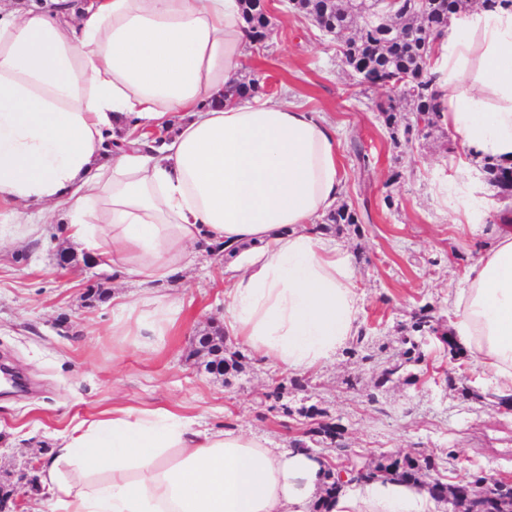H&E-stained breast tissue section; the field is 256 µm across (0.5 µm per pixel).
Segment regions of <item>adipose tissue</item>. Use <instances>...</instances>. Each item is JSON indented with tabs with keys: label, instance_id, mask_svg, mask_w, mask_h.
Instances as JSON below:
<instances>
[{
	"label": "adipose tissue",
	"instance_id": "obj_1",
	"mask_svg": "<svg viewBox=\"0 0 512 512\" xmlns=\"http://www.w3.org/2000/svg\"><path fill=\"white\" fill-rule=\"evenodd\" d=\"M250 39L238 0H26L0 9V203L31 224L62 209L70 237L141 284L219 247L224 332L303 373L357 331L351 254L317 228L341 197L336 127L288 101L224 90ZM431 71L459 156L447 206L494 243L451 304L454 336L512 394V209L476 197L484 161L512 166V0L456 15ZM127 124L120 143L108 142ZM176 125L161 140L141 125ZM183 311L170 297L112 302V333L155 348ZM320 465L257 434L165 410L114 408L60 434L38 473L42 512H312ZM422 487L352 483L331 512H435Z\"/></svg>",
	"mask_w": 512,
	"mask_h": 512
}]
</instances>
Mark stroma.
<instances>
[{"instance_id": "stroma-1", "label": "stroma", "mask_w": 512, "mask_h": 512, "mask_svg": "<svg viewBox=\"0 0 512 512\" xmlns=\"http://www.w3.org/2000/svg\"><path fill=\"white\" fill-rule=\"evenodd\" d=\"M273 9L265 48L248 53L237 77L260 80L269 100L302 105L336 127L341 202L370 214L333 235L354 258L362 345L309 371L302 389L291 374L250 356L227 378L207 373L191 351L208 319L224 315V260L198 244L190 270L153 286L156 295L180 296L184 312L161 344L144 353L136 337L113 335L110 300L121 293L136 301L141 286L100 263L59 266L58 251H80L60 217L33 233L17 225L0 237V356L24 374L28 389L16 393L10 383L0 384V482L45 463L67 426L115 405L168 409L212 428L255 432L286 449L311 409L336 423L364 458L426 454L451 484L482 471L512 479V411L463 348L422 338L421 360L393 382L377 384L387 361L401 357L418 306L435 307L443 332H450L449 299L466 268L493 243L491 226L463 229L444 201L459 139L441 122L409 147H394L375 108L386 91L357 85L337 41L288 0H275ZM355 141L367 162L354 156ZM97 284L109 299L89 297ZM354 374L361 382L353 390L345 380ZM278 383L291 415L266 398Z\"/></svg>"}]
</instances>
